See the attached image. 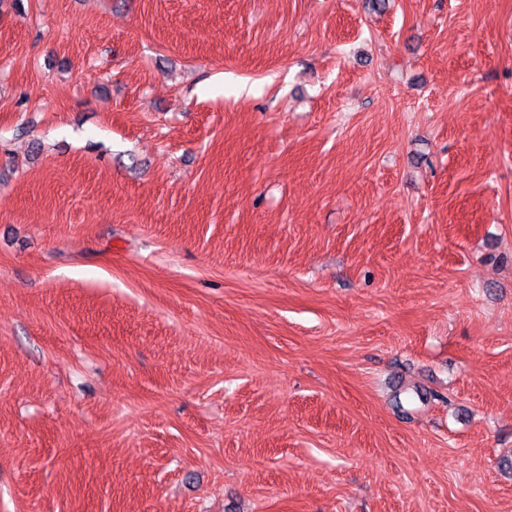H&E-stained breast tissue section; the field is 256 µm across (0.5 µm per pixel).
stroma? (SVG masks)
Listing matches in <instances>:
<instances>
[{
    "label": "stroma",
    "instance_id": "35a3bbf8",
    "mask_svg": "<svg viewBox=\"0 0 512 512\" xmlns=\"http://www.w3.org/2000/svg\"><path fill=\"white\" fill-rule=\"evenodd\" d=\"M512 0H0V512H512Z\"/></svg>",
    "mask_w": 512,
    "mask_h": 512
}]
</instances>
